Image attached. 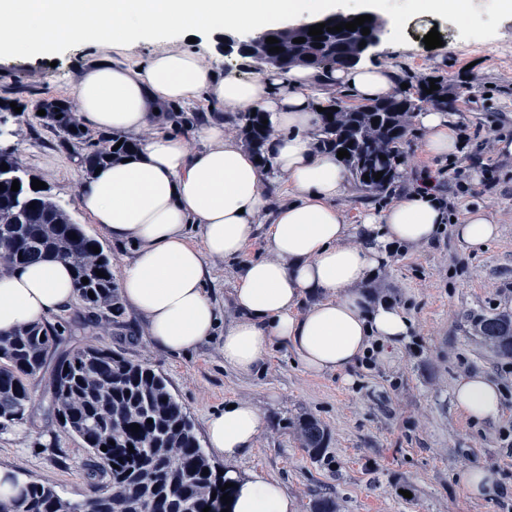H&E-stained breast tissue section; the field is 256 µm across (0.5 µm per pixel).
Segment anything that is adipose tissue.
Instances as JSON below:
<instances>
[{
	"label": "adipose tissue",
	"mask_w": 512,
	"mask_h": 512,
	"mask_svg": "<svg viewBox=\"0 0 512 512\" xmlns=\"http://www.w3.org/2000/svg\"><path fill=\"white\" fill-rule=\"evenodd\" d=\"M336 0H0V51L18 55L62 39L92 45L72 94L80 122L133 137L130 161L77 172L79 206L113 240L130 242L121 293L144 317L157 349L188 355L222 334L225 366L261 372L278 346L290 348L314 376L345 371L377 349L408 336L411 320L392 301L370 302L367 288L397 248L434 241L449 224L448 206L429 174L387 206L361 211L345 223L338 206L352 184L335 153L319 146L320 109L337 94L353 102L398 93L401 73L391 64L296 65L244 77L216 76L195 40L290 19L302 24L336 11ZM150 42L144 61L124 63L114 51ZM215 104L191 136L174 133L177 106L196 99ZM265 112L274 128L264 151L270 167L224 129L238 113ZM424 153L451 158L461 146L453 113L430 107L416 114ZM197 147H190V140ZM200 229L199 240L188 234ZM459 244L483 250L500 227L483 208H470L452 226ZM264 240L272 256L245 259ZM235 263L230 294L236 316L220 324L204 288L207 261ZM76 296L70 265L46 257L0 269V335L67 310ZM456 409L476 422L502 412L498 386L485 374L459 379ZM264 428L246 401L210 414L209 447L223 456L233 483L229 512H297L278 481L239 475L237 465Z\"/></svg>",
	"instance_id": "ef3b65f1"
}]
</instances>
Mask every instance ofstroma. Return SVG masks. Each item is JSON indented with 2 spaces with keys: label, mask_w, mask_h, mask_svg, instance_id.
Returning a JSON list of instances; mask_svg holds the SVG:
<instances>
[{
  "label": "stroma",
  "mask_w": 512,
  "mask_h": 512,
  "mask_svg": "<svg viewBox=\"0 0 512 512\" xmlns=\"http://www.w3.org/2000/svg\"><path fill=\"white\" fill-rule=\"evenodd\" d=\"M433 29L443 44L429 50L423 39ZM94 54L88 45L67 41L47 55L0 57V117L8 129L0 152L26 179L45 182V196L98 240L117 280L132 250L112 244L91 224L79 208L73 176L89 152L110 150L112 137L88 128L67 136L33 110L53 101L76 113L71 90ZM370 58L404 71L407 97H417L430 80L442 83L461 120L463 148L450 162L427 158L421 132L408 125L399 181L436 168L455 219L481 204L501 226L500 237L480 252L462 250L449 231L435 244L395 251L372 289L405 309L413 322L409 339L322 377L304 372L291 351L277 348L262 373L242 376L225 367L219 342L172 357L150 345L134 310L111 316L78 300L51 319L56 345L41 375L29 382L24 421L0 432L1 468L54 483L71 499L93 495L90 455L50 411L49 380L62 356L96 345L163 375L197 430L227 402L253 403L265 427L238 470L279 480L298 512H315L325 499L336 512H512V357L495 352L479 331L480 319L512 313V154L500 148L512 143V13L391 20ZM477 372L501 389L497 420L471 421L453 405L456 381ZM309 418L323 431L316 456L300 430ZM475 465L495 472L491 497L474 499L460 487L458 473Z\"/></svg>",
  "instance_id": "1"
}]
</instances>
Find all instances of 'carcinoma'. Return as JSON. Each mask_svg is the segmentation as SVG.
Returning <instances> with one entry per match:
<instances>
[{
  "label": "carcinoma",
  "mask_w": 512,
  "mask_h": 512,
  "mask_svg": "<svg viewBox=\"0 0 512 512\" xmlns=\"http://www.w3.org/2000/svg\"><path fill=\"white\" fill-rule=\"evenodd\" d=\"M309 26L292 31V37H304L292 56L269 54L275 67L287 70L296 64L327 67L347 63L353 55L348 30L323 31L321 40L308 35ZM45 118L66 135L79 132L69 113L52 102H41ZM416 106L406 96L368 103L366 109H340L328 120L322 115L319 144L334 151L344 149L350 157L342 162L355 180L370 191L389 188L402 159L400 150L406 132L405 117ZM62 117H57V114ZM263 112L241 116L245 139L261 154L270 125ZM386 159H381V156ZM0 207L10 221L0 223L3 259L21 266L52 255L69 262L78 295L90 307L109 313L121 312V304L112 280L108 257L95 253L98 242L67 220L65 212L40 191L25 186L10 158L0 154ZM380 179H375L378 172ZM19 190L11 191L13 181ZM35 208H29L30 204ZM74 233L77 238H69ZM104 272L99 277L96 271ZM88 283H82V279ZM94 296H88V292ZM481 333L504 356H512V315L497 314L481 321ZM52 331L41 325L24 326L9 336L0 337V431L23 421L30 401L28 380L42 372L53 348ZM53 410L64 418L63 430L80 438L90 453V475L102 485L94 493L95 512H202L214 499L232 489L221 491L226 483L222 468L216 466L202 447L195 424L168 387L164 376L135 364L101 346L78 349L61 358L50 378ZM152 423H147V420ZM139 425V432L131 427ZM306 447L319 452L322 430L313 420L301 424ZM115 445H110V442ZM107 446L102 451L101 446ZM208 475H203V469ZM13 512H70L71 499L47 481L30 480L11 497Z\"/></svg>",
  "instance_id": "obj_1"
}]
</instances>
